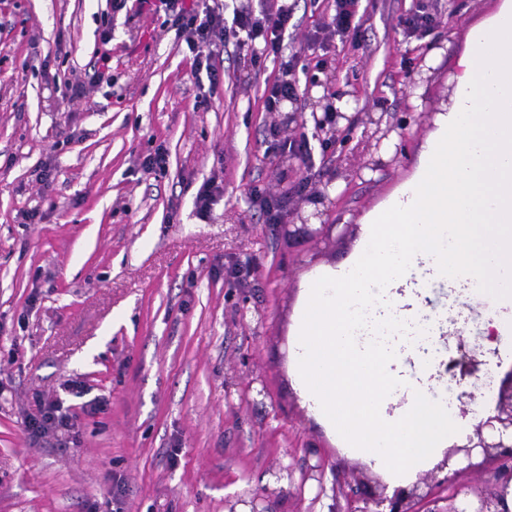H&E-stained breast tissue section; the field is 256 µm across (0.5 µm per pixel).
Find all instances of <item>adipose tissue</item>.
Masks as SVG:
<instances>
[{"mask_svg":"<svg viewBox=\"0 0 512 512\" xmlns=\"http://www.w3.org/2000/svg\"><path fill=\"white\" fill-rule=\"evenodd\" d=\"M423 145L415 177L363 220L348 266L307 283L293 349L295 383L310 410L341 429L349 448L395 473L429 460L461 426L429 393L385 417L394 387L383 357L357 346L356 329L377 284L421 274L443 251V270H480L489 256L512 271V0L471 25L452 60V88Z\"/></svg>","mask_w":512,"mask_h":512,"instance_id":"obj_1","label":"adipose tissue"}]
</instances>
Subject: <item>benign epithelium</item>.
<instances>
[{
  "instance_id": "1",
  "label": "benign epithelium",
  "mask_w": 512,
  "mask_h": 512,
  "mask_svg": "<svg viewBox=\"0 0 512 512\" xmlns=\"http://www.w3.org/2000/svg\"><path fill=\"white\" fill-rule=\"evenodd\" d=\"M342 117V112H325L320 117L313 116V121L318 131L331 135ZM336 228L335 224H301L292 234L320 239ZM455 353L451 363L461 377L478 378L484 361L478 359L476 350L467 348L461 336ZM511 460L512 367L503 372L490 402L484 406L483 416L472 424L464 443L446 448L423 483L399 486L390 497L385 495L384 484L379 489L357 485L349 488L346 497L364 503L359 512H422L424 505L431 506L428 512H512V468L507 466ZM491 467L495 468L492 490L458 485L463 475ZM441 491L447 495H439Z\"/></svg>"
}]
</instances>
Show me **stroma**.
Returning a JSON list of instances; mask_svg holds the SVG:
<instances>
[{
	"label": "stroma",
	"mask_w": 512,
	"mask_h": 512,
	"mask_svg": "<svg viewBox=\"0 0 512 512\" xmlns=\"http://www.w3.org/2000/svg\"><path fill=\"white\" fill-rule=\"evenodd\" d=\"M501 2L438 0L430 31L409 38L413 0H360L357 40L321 48L308 38L332 0H296L284 50L299 98L270 113L277 61L226 47L210 86L147 0H0V512H248L254 499L261 512H349L348 486L390 482L294 382L304 285L351 261L362 218L415 173L451 87L448 64L425 57ZM77 82L85 95L69 100ZM348 99L352 128L318 135L313 114ZM370 113L397 135L384 166L360 177L376 154L362 135ZM158 149L165 173H143ZM211 178L223 196L203 218L195 197ZM258 192L284 196L282 224L266 223ZM33 208L36 224L24 218ZM319 218L348 230L318 241L284 230ZM428 264L372 299L399 320L384 338L395 417L447 379L406 360L425 327L414 307L439 321L440 356L460 336L487 352L482 397L512 364V324L489 327L512 317V300L492 304L471 279L445 277L441 257ZM72 379L104 410L80 415L72 437L32 440L34 394Z\"/></svg>",
	"instance_id": "1"
}]
</instances>
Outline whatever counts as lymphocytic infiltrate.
<instances>
[{
    "label": "lymphocytic infiltrate",
    "mask_w": 512,
    "mask_h": 512,
    "mask_svg": "<svg viewBox=\"0 0 512 512\" xmlns=\"http://www.w3.org/2000/svg\"><path fill=\"white\" fill-rule=\"evenodd\" d=\"M172 14L176 35L184 37L192 55L195 73H206L209 81H216L214 50L234 45L236 50H247L251 59L273 57L279 59V74L268 82L263 92L266 111H280L285 102L297 96L294 66L282 57L284 35L294 14L290 0H273L259 12L228 10L225 0L195 9L185 0H161ZM361 29L358 0H334V14L329 23L315 31L312 40L327 44L335 37H354ZM66 398L36 396L34 409L25 418V426L35 440L48 441L72 433L77 415L70 405L71 399L86 394L81 383L66 385Z\"/></svg>",
    "instance_id": "obj_1"
}]
</instances>
